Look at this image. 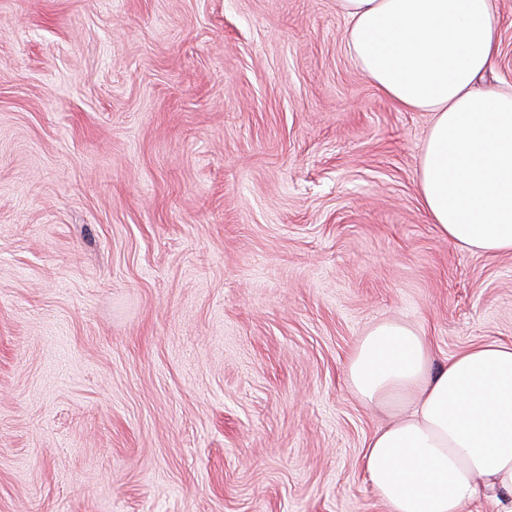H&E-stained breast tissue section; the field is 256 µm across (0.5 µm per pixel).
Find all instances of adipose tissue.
I'll return each mask as SVG.
<instances>
[{
	"mask_svg": "<svg viewBox=\"0 0 512 512\" xmlns=\"http://www.w3.org/2000/svg\"><path fill=\"white\" fill-rule=\"evenodd\" d=\"M356 65L399 107L428 112L418 161L424 212L449 241L512 253V91L485 89L494 0H336ZM360 401L391 422L368 440L366 477L387 512H512V347L435 363L423 333L377 323L347 363Z\"/></svg>",
	"mask_w": 512,
	"mask_h": 512,
	"instance_id": "obj_1",
	"label": "adipose tissue"
}]
</instances>
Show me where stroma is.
Here are the masks:
<instances>
[{
    "mask_svg": "<svg viewBox=\"0 0 512 512\" xmlns=\"http://www.w3.org/2000/svg\"><path fill=\"white\" fill-rule=\"evenodd\" d=\"M346 28L336 0H0V512H385L360 337L512 345V254L430 223L431 115Z\"/></svg>",
    "mask_w": 512,
    "mask_h": 512,
    "instance_id": "1",
    "label": "stroma"
}]
</instances>
